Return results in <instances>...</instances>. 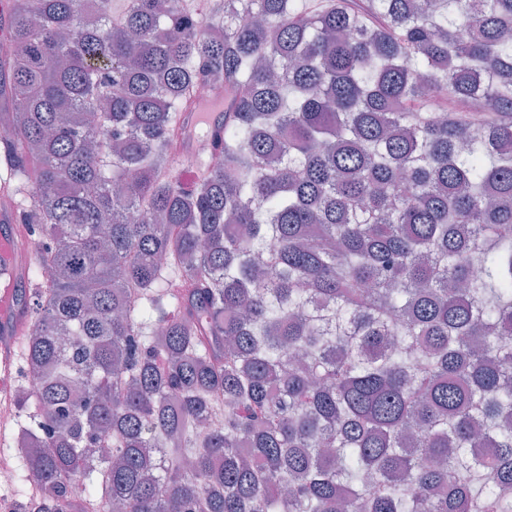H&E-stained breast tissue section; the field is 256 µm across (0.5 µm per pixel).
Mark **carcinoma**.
I'll use <instances>...</instances> for the list:
<instances>
[{"label":"carcinoma","instance_id":"1","mask_svg":"<svg viewBox=\"0 0 512 512\" xmlns=\"http://www.w3.org/2000/svg\"><path fill=\"white\" fill-rule=\"evenodd\" d=\"M11 2L25 512H512V0ZM224 109L223 107L213 112H183L182 123L187 135L186 142L181 146V151L188 155L193 164L198 167L200 161L195 154H210L209 142L203 138H196L189 144L188 141L194 136L197 126L201 122H205L209 130L210 138L213 140H221L224 126ZM193 152V153H192Z\"/></svg>","mask_w":512,"mask_h":512}]
</instances>
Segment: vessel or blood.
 Masks as SVG:
<instances>
[{
  "instance_id": "obj_1",
  "label": "vessel or blood",
  "mask_w": 512,
  "mask_h": 512,
  "mask_svg": "<svg viewBox=\"0 0 512 512\" xmlns=\"http://www.w3.org/2000/svg\"><path fill=\"white\" fill-rule=\"evenodd\" d=\"M182 123L187 135L198 125H206L212 139H221L224 126L222 110L186 112ZM30 228L14 221L12 211L0 213V406L10 404L19 378L17 343L29 327L36 285L27 279L25 266L16 264L14 254L28 243Z\"/></svg>"
}]
</instances>
